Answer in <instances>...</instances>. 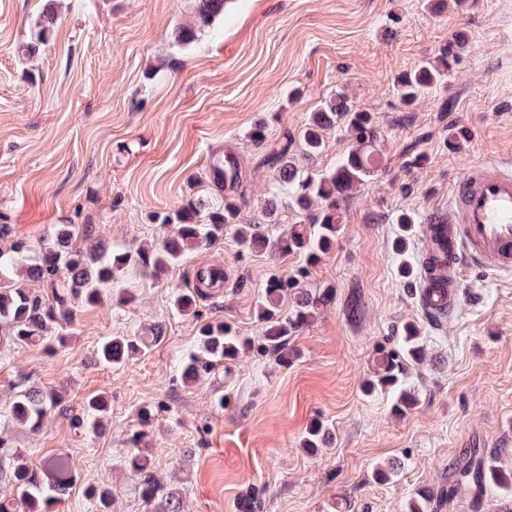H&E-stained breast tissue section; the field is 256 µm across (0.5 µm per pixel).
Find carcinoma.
<instances>
[{
  "mask_svg": "<svg viewBox=\"0 0 512 512\" xmlns=\"http://www.w3.org/2000/svg\"><path fill=\"white\" fill-rule=\"evenodd\" d=\"M193 25L182 24L173 31L174 40L188 46L198 40L199 34L213 20L224 14V0H195ZM54 19L45 16L38 24L37 38L27 45L32 54L45 44L52 31ZM465 38L458 36L448 42V49L433 62H425L397 76L403 104L411 105L425 90L446 79L453 64L460 57ZM336 126L343 127L355 143L334 172L314 178L298 169L289 156L290 141L284 139L267 149L261 164L268 166L276 180L292 194L299 221L275 233L259 224H239L241 241L251 250L279 254L300 252L314 262L319 254L332 248L341 230V204L349 192L374 175L376 158L367 147L376 141L378 131L370 113L352 104L349 96L338 91L325 100L312 114L302 134V147L307 155H314L323 146V132ZM210 181L220 189H228L224 205L213 207L203 199L188 204L162 217L161 223L170 227L163 241L149 249L136 251L112 246L99 239L83 248L76 243L75 226L62 224L54 238L32 251L22 240L12 243L9 252L0 251V345H44L50 350L46 332L49 326L72 323L77 308L91 306L103 299L117 274L129 266H137L147 275L160 277L173 268L189 250L224 236V225L238 224L240 208L232 193L240 183V171L235 161L217 157L209 169ZM222 279L219 272L200 271L198 287L173 296L172 308L179 315H196L197 299L206 296L204 289ZM41 284L51 290L52 299L29 287ZM332 290L311 291L301 285L299 277L270 278L257 302V316L263 325L257 338L241 335L233 326L222 322H208L198 331L197 348L182 360L180 378L184 385L193 386L214 375L224 367V361L236 359L242 352L257 351L269 356L279 365H287L297 357L288 347V338L305 326L317 312L331 301ZM291 301L289 311L284 303ZM144 348L135 336H110L99 343L97 359L105 366L119 367ZM426 348L419 327L409 324L397 340V348L384 355L382 366L366 384L369 393L394 392V409L399 413L415 405L414 393L402 387L403 377L412 364H421ZM83 417L75 425L86 433H95L104 425L111 405L105 393L89 398ZM67 413L61 395L31 387L17 394L8 409L9 416L21 426L37 428L51 413ZM328 429L321 420L311 423L302 447L316 453L326 445ZM12 460L10 480L17 490L20 508L11 500L0 499V512H49L50 506L67 496L77 482V475L69 457L64 453L45 457L39 465L27 462L26 450L14 448L0 438V459ZM125 466L138 479V491L151 512H181L179 490L164 485L151 471L149 459L142 448L136 449L124 460ZM466 488L472 495L475 509H480L485 495L495 489L502 497L512 498V469L504 468L495 457L474 450L456 471L452 484L442 498H453ZM84 496L93 505V512H110L112 488L91 483L85 486ZM433 497L421 491L407 504V512H433Z\"/></svg>",
  "mask_w": 512,
  "mask_h": 512,
  "instance_id": "1",
  "label": "carcinoma"
}]
</instances>
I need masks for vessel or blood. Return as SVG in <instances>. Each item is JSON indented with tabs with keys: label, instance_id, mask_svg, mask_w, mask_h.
<instances>
[{
	"label": "vessel or blood",
	"instance_id": "vessel-or-blood-1",
	"mask_svg": "<svg viewBox=\"0 0 512 512\" xmlns=\"http://www.w3.org/2000/svg\"><path fill=\"white\" fill-rule=\"evenodd\" d=\"M424 258L447 254L448 307H455L465 266L512 273V163L488 159L471 167L448 195V206L424 216Z\"/></svg>",
	"mask_w": 512,
	"mask_h": 512
}]
</instances>
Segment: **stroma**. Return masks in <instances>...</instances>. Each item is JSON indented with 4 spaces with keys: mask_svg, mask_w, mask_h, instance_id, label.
Here are the masks:
<instances>
[{
    "mask_svg": "<svg viewBox=\"0 0 512 512\" xmlns=\"http://www.w3.org/2000/svg\"><path fill=\"white\" fill-rule=\"evenodd\" d=\"M48 5L54 29L27 56L21 48ZM193 21L192 0H0V224L12 227L0 249L52 238L61 224L128 250L157 244V215L192 198L221 204L208 170L228 150L242 168L238 224L263 223L271 197L280 225L293 224L289 193L274 191L250 132L262 124L269 142L290 136L301 168L332 173L353 145L347 132L327 131L310 160L300 156L301 136L340 89L372 113L382 164L350 192L342 231L316 263L251 251L228 224L221 240L187 252L161 278L120 273L132 302L79 307L56 352L0 347V437L35 464L69 454L82 481L111 486V512H148L123 463L136 446L152 449L158 479L181 488L183 512H241L257 489L262 512H406L471 449L512 468V276L468 269L456 311L435 324L400 273L401 264L418 267L419 221L447 205L451 185L483 159L512 160V0H447L438 11L428 0H228L198 41L178 46L174 28ZM459 34L465 47L447 79L403 105L395 77ZM458 127L468 137L453 149L448 131ZM413 151L423 165L408 166ZM403 211L416 222L402 257L392 244ZM217 266L222 291L198 301L197 316L175 313L174 294ZM298 274L306 288L333 290L290 338L298 360L278 366L250 352L182 384L180 360L203 323L260 335L255 306L267 280ZM410 323L428 358L405 376L417 401L401 415L387 394L362 385ZM127 334L148 339L144 352L118 368L99 364V342ZM28 386L60 391L75 412L108 392L105 431L82 435L56 414L34 431L17 426L7 408ZM220 392L230 397L222 408ZM317 418L332 442L313 455L301 439ZM391 462L390 479L376 480L374 467Z\"/></svg>",
    "mask_w": 512,
    "mask_h": 512,
    "instance_id": "stroma-1",
    "label": "stroma"
}]
</instances>
